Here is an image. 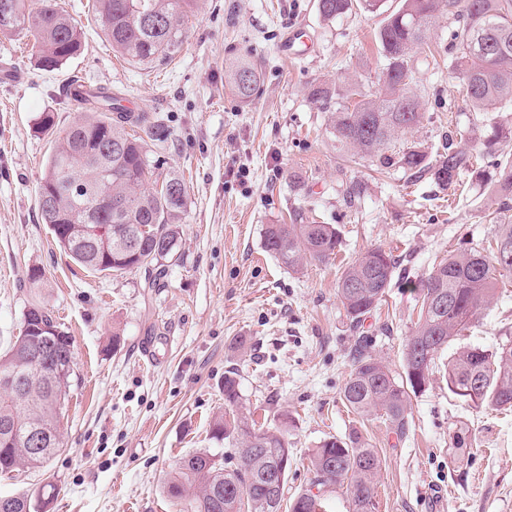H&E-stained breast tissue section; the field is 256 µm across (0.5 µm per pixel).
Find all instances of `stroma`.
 <instances>
[{
	"mask_svg": "<svg viewBox=\"0 0 512 512\" xmlns=\"http://www.w3.org/2000/svg\"><path fill=\"white\" fill-rule=\"evenodd\" d=\"M58 2L85 39L83 54L59 70L37 66L32 37H0V66L20 76L0 78V353L38 300L72 338L75 375L61 415L63 448L47 467L0 476V495L30 497L50 482L51 512H176L165 481L184 455L223 453L210 423L224 409V374L234 368L243 407L260 409L270 425L288 419L286 500L309 488L312 450L355 431L381 459L376 512H512V411L471 408L451 395L448 352L426 389L411 395L405 436L385 419L355 416L341 396L357 338L400 371L418 314L411 282L448 254L488 245L490 214L512 207V195L470 172L457 190L443 191L429 177L384 173L337 151L310 88L352 77L375 91L384 62L374 33L398 0L331 22L317 0H198L182 50L140 65L115 56L92 0ZM297 25L312 49L284 57L279 44ZM452 29L444 13L431 28L436 64L414 50L425 118L395 136L397 150L417 146L433 156L455 136L476 154L494 124H512L511 111L474 112L464 102L448 70ZM238 59L260 74L246 105L225 78ZM73 79L148 113L155 126L141 135L149 153L185 180L178 247L156 287H145L140 269L112 276L74 263L42 222L37 192L54 137L37 119L54 113L61 131L80 118L63 94ZM354 181L366 191L352 200ZM297 210L337 225L343 244L335 259L294 273L265 250L263 233ZM376 247L397 256L401 273L356 329L337 283L346 262ZM34 269L44 274L37 286L28 279ZM508 341L512 283L454 345L492 350ZM458 434L468 447H454Z\"/></svg>",
	"mask_w": 512,
	"mask_h": 512,
	"instance_id": "stroma-1",
	"label": "stroma"
}]
</instances>
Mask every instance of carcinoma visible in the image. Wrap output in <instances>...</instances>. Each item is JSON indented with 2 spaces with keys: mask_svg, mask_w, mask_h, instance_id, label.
I'll use <instances>...</instances> for the list:
<instances>
[{
  "mask_svg": "<svg viewBox=\"0 0 512 512\" xmlns=\"http://www.w3.org/2000/svg\"><path fill=\"white\" fill-rule=\"evenodd\" d=\"M378 0H318L320 16L334 20L355 10H373ZM195 0H93V13L112 51L131 63H153L182 49V26ZM456 23L449 42L450 67L475 112L512 108V0H400L382 20L375 34L384 60V78L372 93L348 78L342 88L319 83L310 96L329 108V127L336 147L369 157L381 170L392 167L426 174L441 190L456 185L463 171L483 175L472 154L448 143L431 160L421 148L390 151L399 131L421 124L423 113L414 92L413 49L426 42L430 23L441 10ZM32 34L39 44L38 66L54 71L81 55L84 31L53 0H0V35ZM233 94L243 103L255 92L259 73L239 62L226 74ZM85 115L56 137L38 195L52 205L39 206L46 224L63 251L75 262L96 272L122 273L131 268L156 269L177 248L179 227L187 206L183 180L173 172L154 180L160 169L143 142L131 131L147 122L143 114L119 112L112 93L103 89L86 100ZM512 137V127H492L484 154L494 156L490 177L498 190L512 194V159H499L497 146ZM154 187H147L149 180ZM112 199L107 209L94 207L96 198ZM494 246L453 254L432 267L414 286L420 303L414 330L403 348L404 371L395 375L380 358L368 352L366 337L358 338L353 368L341 390L345 404L360 417L384 416L394 433L408 431L410 394L422 391L432 364L455 337L471 327L478 310L497 294L500 280L512 275V220L497 213ZM112 228V239H124L143 224L133 249H112L96 256L80 243L74 225ZM264 247L282 265L297 272L308 258L324 261L341 247L334 224H269ZM399 260L382 248L353 259L338 282V296L354 324L375 309L395 277ZM23 321L34 330L21 331L0 354V379L11 383L0 390V474L44 467L62 448L60 410L75 374L70 336L54 324L39 302L26 309ZM448 391L469 405L512 410V343L495 351L468 347L448 358ZM224 410L213 419L212 435L228 444L217 459L208 451L182 457L169 477L167 495L179 512H280L288 473L281 464L292 462L286 439L288 418L281 425L258 424L251 410H242L240 379L232 369L224 374ZM36 429L46 444L36 454L24 441ZM312 485L346 486L352 512H375L374 485L380 459L375 449L354 431L330 437L310 457ZM55 488L47 484L36 502L14 497L0 502V512H48ZM320 495L303 492L289 505L290 512H320Z\"/></svg>",
  "mask_w": 512,
  "mask_h": 512,
  "instance_id": "1",
  "label": "carcinoma"
}]
</instances>
